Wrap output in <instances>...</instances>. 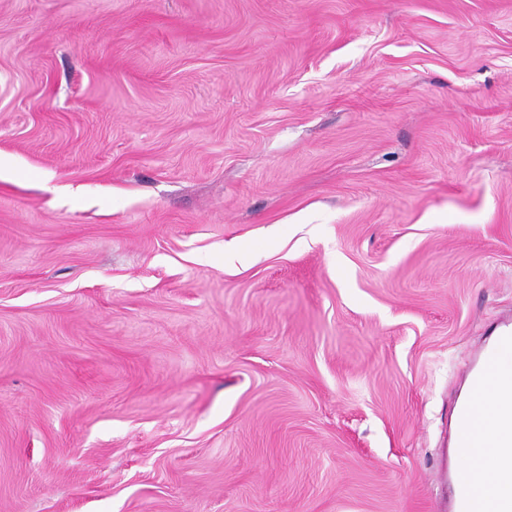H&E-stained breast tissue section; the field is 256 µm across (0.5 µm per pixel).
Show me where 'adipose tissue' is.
I'll return each instance as SVG.
<instances>
[{
    "label": "adipose tissue",
    "instance_id": "1",
    "mask_svg": "<svg viewBox=\"0 0 512 512\" xmlns=\"http://www.w3.org/2000/svg\"><path fill=\"white\" fill-rule=\"evenodd\" d=\"M501 368L512 369V349L499 352L489 365L486 380L470 390L469 401L473 416L469 431L474 445L464 455L461 474L469 485L477 512H490V504L498 497L512 495V480H496L495 472L500 464L512 465V447L493 445V435L505 432L512 435V420H501L496 408V372Z\"/></svg>",
    "mask_w": 512,
    "mask_h": 512
}]
</instances>
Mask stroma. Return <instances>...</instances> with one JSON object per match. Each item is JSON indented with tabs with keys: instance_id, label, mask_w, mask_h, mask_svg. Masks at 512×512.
<instances>
[{
	"instance_id": "35a3bbf8",
	"label": "stroma",
	"mask_w": 512,
	"mask_h": 512,
	"mask_svg": "<svg viewBox=\"0 0 512 512\" xmlns=\"http://www.w3.org/2000/svg\"><path fill=\"white\" fill-rule=\"evenodd\" d=\"M0 159V512H442L512 0H0Z\"/></svg>"
}]
</instances>
